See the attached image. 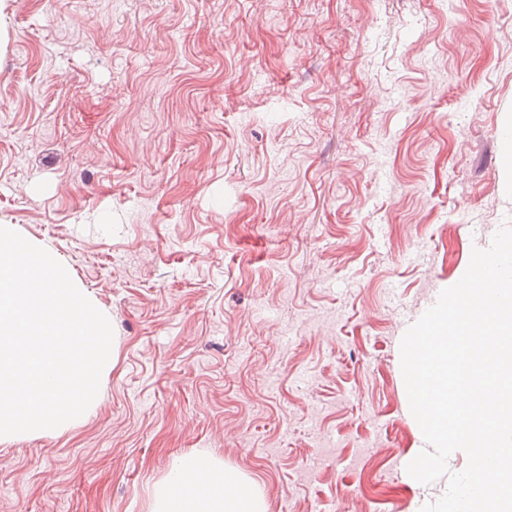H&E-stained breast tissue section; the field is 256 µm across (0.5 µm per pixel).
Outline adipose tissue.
Wrapping results in <instances>:
<instances>
[{"mask_svg": "<svg viewBox=\"0 0 512 512\" xmlns=\"http://www.w3.org/2000/svg\"><path fill=\"white\" fill-rule=\"evenodd\" d=\"M149 512H266V506L239 472L191 452L175 458L152 485Z\"/></svg>", "mask_w": 512, "mask_h": 512, "instance_id": "obj_1", "label": "adipose tissue"}]
</instances>
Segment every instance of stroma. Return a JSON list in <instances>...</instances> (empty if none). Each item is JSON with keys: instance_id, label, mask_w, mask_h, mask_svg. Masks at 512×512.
Returning a JSON list of instances; mask_svg holds the SVG:
<instances>
[{"instance_id": "1", "label": "stroma", "mask_w": 512, "mask_h": 512, "mask_svg": "<svg viewBox=\"0 0 512 512\" xmlns=\"http://www.w3.org/2000/svg\"><path fill=\"white\" fill-rule=\"evenodd\" d=\"M0 225L110 316L97 404L0 512H148L211 455L268 512H420L408 327L512 226V0H11Z\"/></svg>"}]
</instances>
